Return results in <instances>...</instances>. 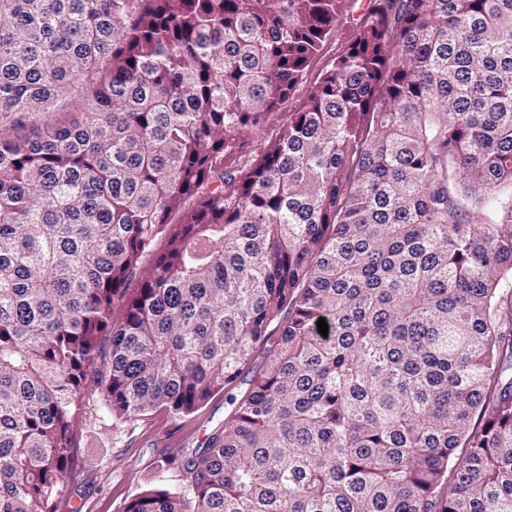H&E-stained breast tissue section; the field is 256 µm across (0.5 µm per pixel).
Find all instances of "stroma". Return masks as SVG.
<instances>
[{"label": "stroma", "mask_w": 512, "mask_h": 512, "mask_svg": "<svg viewBox=\"0 0 512 512\" xmlns=\"http://www.w3.org/2000/svg\"><path fill=\"white\" fill-rule=\"evenodd\" d=\"M366 2L356 0L339 16L335 34L282 104V111H295L313 83L333 65ZM229 408L228 399L220 392L185 417L157 410L133 418L113 411L104 389H89L74 427L68 473L53 497L52 512H124L131 498L151 489L188 494L189 483L180 461L202 448L223 426Z\"/></svg>", "instance_id": "35a3bbf8"}]
</instances>
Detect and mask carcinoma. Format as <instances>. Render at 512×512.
Masks as SVG:
<instances>
[{"label": "carcinoma", "instance_id": "obj_1", "mask_svg": "<svg viewBox=\"0 0 512 512\" xmlns=\"http://www.w3.org/2000/svg\"><path fill=\"white\" fill-rule=\"evenodd\" d=\"M346 2L0 0V512L88 386L242 382L125 512H512V0H368L279 113ZM366 3L367 0H351L347 3L346 11L338 18L335 34L326 41L321 52L310 64L305 79L295 88L288 100L281 105L279 112H294L306 97L313 83L333 65L343 42L352 32V23L361 18ZM353 19L355 20L353 21Z\"/></svg>", "mask_w": 512, "mask_h": 512}]
</instances>
